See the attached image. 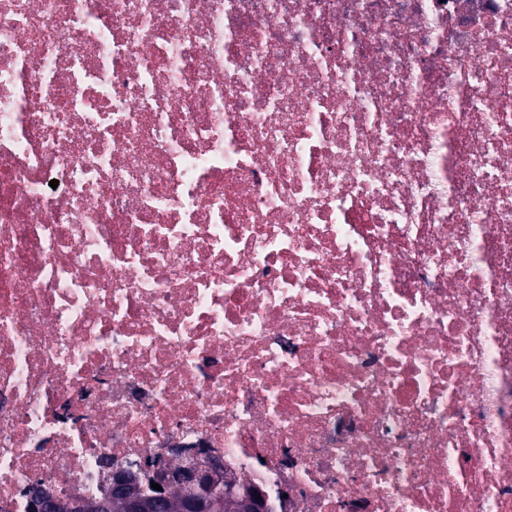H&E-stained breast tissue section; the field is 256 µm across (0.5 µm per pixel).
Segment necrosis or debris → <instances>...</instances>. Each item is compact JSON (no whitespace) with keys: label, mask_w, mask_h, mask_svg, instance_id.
Instances as JSON below:
<instances>
[{"label":"necrosis or debris","mask_w":512,"mask_h":512,"mask_svg":"<svg viewBox=\"0 0 512 512\" xmlns=\"http://www.w3.org/2000/svg\"><path fill=\"white\" fill-rule=\"evenodd\" d=\"M193 456L512 512V0H0V512Z\"/></svg>","instance_id":"4bbe7bcc"}]
</instances>
